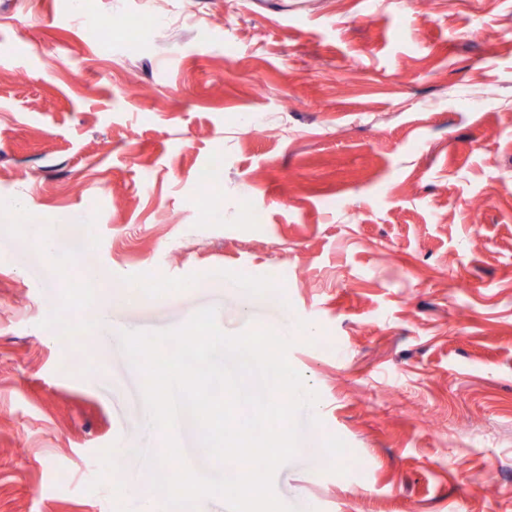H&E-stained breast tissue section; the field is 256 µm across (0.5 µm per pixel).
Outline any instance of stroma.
I'll use <instances>...</instances> for the list:
<instances>
[{"mask_svg":"<svg viewBox=\"0 0 512 512\" xmlns=\"http://www.w3.org/2000/svg\"><path fill=\"white\" fill-rule=\"evenodd\" d=\"M150 7L0 0V512H115L100 454L147 408L112 334L217 306L296 328L284 503L512 512V0H165V38H91Z\"/></svg>","mask_w":512,"mask_h":512,"instance_id":"obj_1","label":"stroma"}]
</instances>
